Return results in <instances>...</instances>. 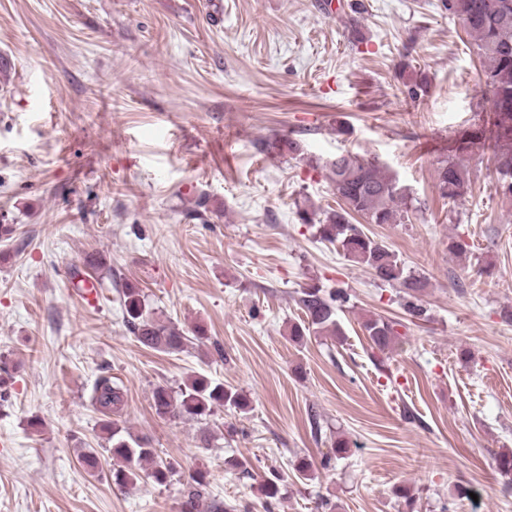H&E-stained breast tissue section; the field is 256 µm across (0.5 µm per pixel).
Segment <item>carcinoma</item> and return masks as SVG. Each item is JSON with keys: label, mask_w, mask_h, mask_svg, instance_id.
Segmentation results:
<instances>
[{"label": "carcinoma", "mask_w": 512, "mask_h": 512, "mask_svg": "<svg viewBox=\"0 0 512 512\" xmlns=\"http://www.w3.org/2000/svg\"><path fill=\"white\" fill-rule=\"evenodd\" d=\"M442 5L473 38L481 79L491 93L489 126L472 130L469 140L487 143L497 174L495 193L512 201V0H442ZM463 152L461 146L448 147V154L438 159L435 167V187L450 205L464 198L472 188ZM326 167L338 208L325 213L322 219L304 213L301 220L315 228L321 240L336 246V251L349 261L373 271L381 281L404 289L408 314L415 319L423 317L426 310L420 304L419 294L427 287L426 278L406 269L384 242L365 234L360 225L353 223L359 216L369 224H404L409 220V196L386 166L370 158L341 153ZM120 294L126 325L142 347L168 354L184 351L190 337L175 325L151 316L141 288L126 283ZM346 302L347 292L342 288L328 294L314 283L301 288L297 305L303 320L288 326L289 339L301 344L311 335L342 336L337 312ZM398 326L400 323L380 316H370L362 323L372 346L381 352L389 350L400 338ZM152 401L161 418L199 419L219 407L240 412L250 407L243 391L215 383L204 374L190 377L177 398L167 388L156 387ZM90 403L107 418L117 416L124 406V393L112 383V378L101 376L94 384ZM104 427L112 442L108 451L112 459L122 463L112 469L114 484L124 487L133 483L144 468L155 484L168 483L174 468L159 458L148 438L131 435L116 421H107ZM282 482V475L274 471L258 481L264 503L280 497ZM215 509L209 501L206 476L198 470L190 477L181 512Z\"/></svg>", "instance_id": "carcinoma-1"}]
</instances>
